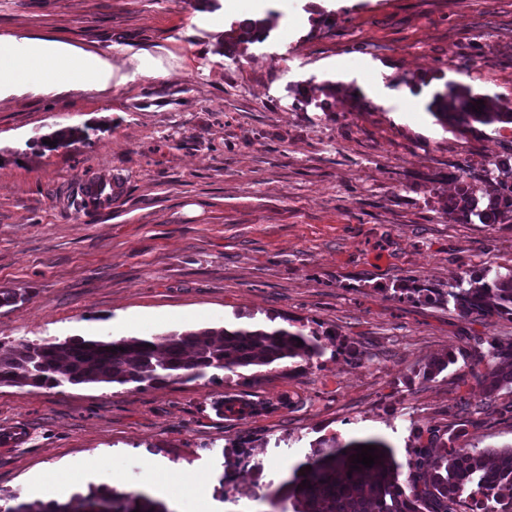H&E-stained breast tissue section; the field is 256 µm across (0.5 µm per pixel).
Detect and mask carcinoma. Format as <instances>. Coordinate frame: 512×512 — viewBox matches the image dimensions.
<instances>
[{
	"label": "carcinoma",
	"mask_w": 512,
	"mask_h": 512,
	"mask_svg": "<svg viewBox=\"0 0 512 512\" xmlns=\"http://www.w3.org/2000/svg\"><path fill=\"white\" fill-rule=\"evenodd\" d=\"M478 98L469 89L455 86L451 92L436 93L429 103L432 115L444 126L461 132L475 131V125L512 124V112L500 107L472 109ZM88 134L78 128H61L49 140L53 148L63 143L84 141ZM492 187L489 211L478 213L483 221L512 213V184L486 177ZM436 300L453 302L463 314L484 318L512 316V271L498 274L488 282L475 273L467 284L444 291H433ZM488 344V350L482 345ZM325 352L315 331L271 327L236 329L206 327L174 332L161 338L128 336L94 339L70 338L62 342L44 340L23 343L10 351H0V385L54 388L65 383L138 384L193 381L213 370L270 366L296 359L310 361ZM471 375L483 387L485 411L500 413L496 397L503 389L512 390V342L475 338L470 353ZM454 355L431 360L424 378L432 379ZM428 445L415 448L407 461V481L401 482V465L391 448L377 441L365 445L378 456L373 467L351 469L357 444H343L332 436L312 446L306 461L293 471L276 494L291 503L293 512H460L463 495L473 490L481 512H512V447L457 448L454 443L466 435L460 428L448 435L440 451H433L440 439L438 430L429 428ZM308 481L311 487L302 485ZM83 512H167L146 496L117 493L106 488H90L78 493ZM4 512H71V505L54 500L7 507Z\"/></svg>",
	"instance_id": "cac0c4a2"
}]
</instances>
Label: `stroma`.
<instances>
[{
	"label": "stroma",
	"instance_id": "1",
	"mask_svg": "<svg viewBox=\"0 0 512 512\" xmlns=\"http://www.w3.org/2000/svg\"><path fill=\"white\" fill-rule=\"evenodd\" d=\"M224 4L0 0V50L60 40L126 76L0 101V289L27 294L0 308V344L275 324L318 332L325 353L214 382L1 385L0 493L18 502L91 485L147 495L149 466L205 486L203 512H281L274 493L316 441L378 439L406 463L417 430L447 432L458 398L484 401L474 337L512 342L510 316L396 291L512 270V213L448 209L461 186L486 209L512 126L462 133L428 109L450 83L512 104V0H304L294 15L267 0L261 42L237 36L248 17ZM369 61L385 68L378 101L357 85ZM62 127L89 138L29 148ZM99 170L123 182L108 210L80 204ZM457 445L512 446V413ZM242 453L250 474H231Z\"/></svg>",
	"mask_w": 512,
	"mask_h": 512
}]
</instances>
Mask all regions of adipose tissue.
Segmentation results:
<instances>
[{"label": "adipose tissue", "mask_w": 512, "mask_h": 512, "mask_svg": "<svg viewBox=\"0 0 512 512\" xmlns=\"http://www.w3.org/2000/svg\"><path fill=\"white\" fill-rule=\"evenodd\" d=\"M23 62L0 56V98L48 84L102 86L114 77L111 62L86 55L65 44L31 40L23 46Z\"/></svg>", "instance_id": "1"}]
</instances>
